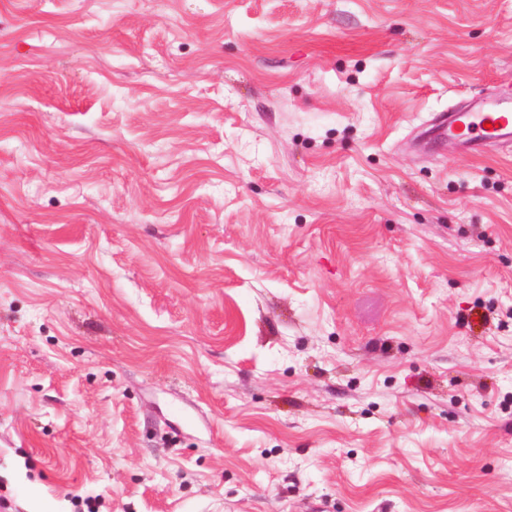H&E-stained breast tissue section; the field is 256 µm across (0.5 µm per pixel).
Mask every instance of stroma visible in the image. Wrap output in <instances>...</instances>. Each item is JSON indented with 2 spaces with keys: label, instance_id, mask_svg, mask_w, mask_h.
Instances as JSON below:
<instances>
[{
  "label": "stroma",
  "instance_id": "obj_1",
  "mask_svg": "<svg viewBox=\"0 0 512 512\" xmlns=\"http://www.w3.org/2000/svg\"><path fill=\"white\" fill-rule=\"evenodd\" d=\"M512 0H0L9 512H512ZM484 123L492 127L484 128ZM438 130L475 154H484L489 148H512V100L487 101L471 109L448 112Z\"/></svg>",
  "mask_w": 512,
  "mask_h": 512
}]
</instances>
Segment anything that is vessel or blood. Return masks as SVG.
<instances>
[{"instance_id": "1", "label": "vessel or blood", "mask_w": 512, "mask_h": 512, "mask_svg": "<svg viewBox=\"0 0 512 512\" xmlns=\"http://www.w3.org/2000/svg\"><path fill=\"white\" fill-rule=\"evenodd\" d=\"M438 130L475 154L502 146L512 148V100L488 101L471 109L450 112Z\"/></svg>"}]
</instances>
